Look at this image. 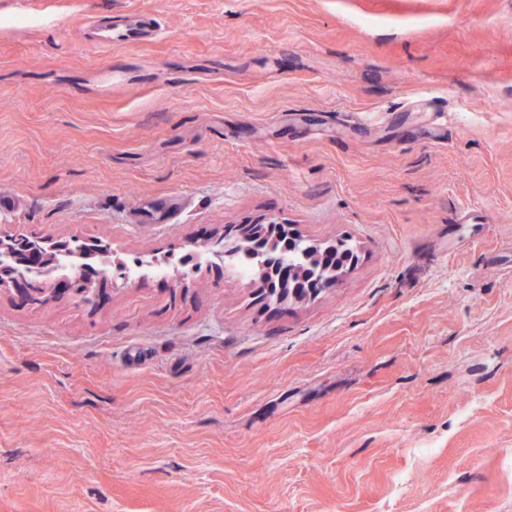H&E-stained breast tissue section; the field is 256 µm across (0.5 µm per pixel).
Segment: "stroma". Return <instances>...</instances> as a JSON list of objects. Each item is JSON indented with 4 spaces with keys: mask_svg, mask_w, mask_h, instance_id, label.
I'll return each instance as SVG.
<instances>
[{
    "mask_svg": "<svg viewBox=\"0 0 512 512\" xmlns=\"http://www.w3.org/2000/svg\"><path fill=\"white\" fill-rule=\"evenodd\" d=\"M18 233L186 277L0 286V512H512V0H0ZM152 24H154L153 19H148L145 16H141L137 29L106 24L100 19H95L92 21V27L96 35L94 45L102 49L110 50L112 47L125 46L148 40L154 35Z\"/></svg>",
    "mask_w": 512,
    "mask_h": 512,
    "instance_id": "35a3bbf8",
    "label": "stroma"
}]
</instances>
